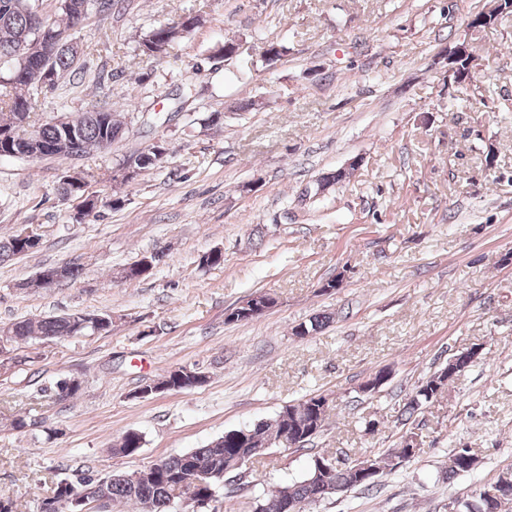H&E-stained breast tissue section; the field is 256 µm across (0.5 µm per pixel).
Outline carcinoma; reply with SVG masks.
Segmentation results:
<instances>
[{
  "label": "carcinoma",
  "mask_w": 512,
  "mask_h": 512,
  "mask_svg": "<svg viewBox=\"0 0 512 512\" xmlns=\"http://www.w3.org/2000/svg\"><path fill=\"white\" fill-rule=\"evenodd\" d=\"M44 0H0V117L13 113L21 106L34 110L38 94L45 90H55L68 76L81 73L80 64L84 52H76L65 44L54 43V48L40 51L42 41L52 34L62 35L70 31L82 30L94 17L112 13L121 5V0H87L85 13L73 9L67 0H55L52 11L43 8ZM205 4L197 10L179 16L167 23L159 24L139 36L136 55L152 59L168 53L179 40L191 34L196 27L186 28L185 22L195 17H206ZM126 123L117 118L116 111L106 106H98L88 113L81 135L74 143L72 152L87 156L104 150L124 134ZM163 154L154 151V146L140 152L141 169H160L168 161L169 148L161 145ZM36 246L20 242L17 235L0 237V263L34 252ZM150 260L154 265L160 260L158 254L144 255L124 268V278L129 280L143 277L139 266ZM92 328L80 326L77 313L62 316H49L41 319H27L13 323L10 335H0V353L6 346L26 343L31 339H51L80 336ZM454 365H447L431 375L426 381L416 385L407 398L406 411L412 415L423 405L434 399V383L456 377L454 370L468 367L473 353L459 352L453 355ZM291 419L300 425H315L321 430L326 416L331 410L329 398L319 394L305 399L298 405H288ZM283 412H278L269 421H261L252 426L231 429L212 440L203 448H195L184 454L167 458L165 468L157 473H146L134 479L130 474H111L102 478L100 496L104 502L100 508L106 509L119 502L132 506L135 512H177L181 497L189 494L191 499L219 492L220 476L235 470L236 458L267 442L276 440L283 433ZM143 446V436L135 430L125 431L112 446L115 455L129 456ZM463 450L454 449L448 454L444 466L445 478L450 480L464 472L459 463ZM94 471L75 470L72 474L57 481L51 495L45 501L52 505L50 512H72L70 493L83 488L92 481ZM211 475V483L199 486L195 481L201 475ZM314 466H309L303 477L285 483L263 499L258 506L260 512H305V506L328 496L320 487ZM336 490L362 487L372 488L370 483L357 484L352 474L351 464L333 467L329 476ZM512 503V484L499 489V496L491 501L478 498L462 504V512H503V507Z\"/></svg>",
  "instance_id": "cac0c4a2"
}]
</instances>
